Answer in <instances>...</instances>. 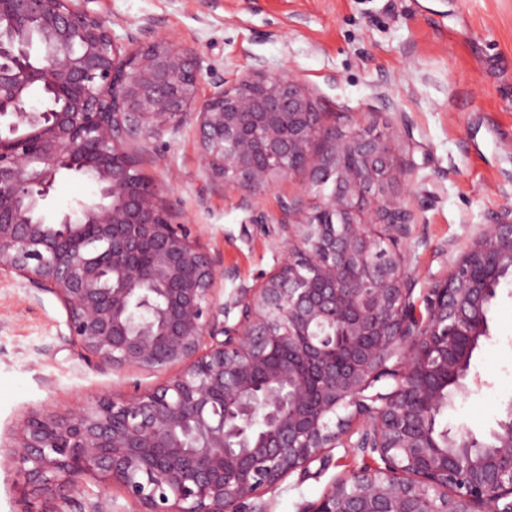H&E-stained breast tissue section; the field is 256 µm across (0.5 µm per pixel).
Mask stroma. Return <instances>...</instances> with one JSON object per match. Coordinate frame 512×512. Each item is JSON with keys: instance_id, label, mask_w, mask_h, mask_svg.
<instances>
[{"instance_id": "1", "label": "stroma", "mask_w": 512, "mask_h": 512, "mask_svg": "<svg viewBox=\"0 0 512 512\" xmlns=\"http://www.w3.org/2000/svg\"><path fill=\"white\" fill-rule=\"evenodd\" d=\"M120 42L165 37L202 64L200 96L233 86L263 66L293 76L326 110L329 124H363L394 145L407 172L393 186L416 214L407 272L417 292L446 268L447 241L465 247L479 225L512 206V0H87ZM144 172L178 220L238 281L261 280L279 257L271 248L281 206L302 190L278 182L253 205L225 193L201 160L188 116L173 132L138 143ZM79 174L60 176L47 203L55 215L93 197ZM266 223H256V215ZM67 311L52 292L17 274L0 276V447L36 411L75 410L90 397L153 388L164 371L112 370L87 363L67 338ZM483 381L438 417L488 437L512 402V285L498 292L490 336L471 361ZM336 449L325 469L291 475L264 496L267 512H300L331 482L364 467ZM72 512L105 499L110 512H141L119 487L85 476Z\"/></svg>"}]
</instances>
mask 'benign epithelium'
Masks as SVG:
<instances>
[{"instance_id": "1", "label": "benign epithelium", "mask_w": 512, "mask_h": 512, "mask_svg": "<svg viewBox=\"0 0 512 512\" xmlns=\"http://www.w3.org/2000/svg\"><path fill=\"white\" fill-rule=\"evenodd\" d=\"M39 22L55 51L35 67L0 39V274L59 295L68 340L115 370L179 371L152 390L33 413L12 433L23 487L68 512L85 475L119 485L142 512H263L249 504L342 448L382 465L335 479L302 512H512V405L483 445L437 432L448 382L462 392L490 312L512 277V207L482 224L421 305L404 258L415 215L391 193L402 165L381 133L336 131L288 76H256L198 96L197 54L160 38L122 50L73 0H0V22ZM37 80L63 106L42 112ZM198 117L202 163L245 204L290 176L308 194L283 207L273 273L240 284L141 169L136 142ZM91 171L94 197L46 228L62 171ZM332 184L330 192L325 186ZM238 310L233 323L229 315ZM383 379L387 393L368 394Z\"/></svg>"}]
</instances>
